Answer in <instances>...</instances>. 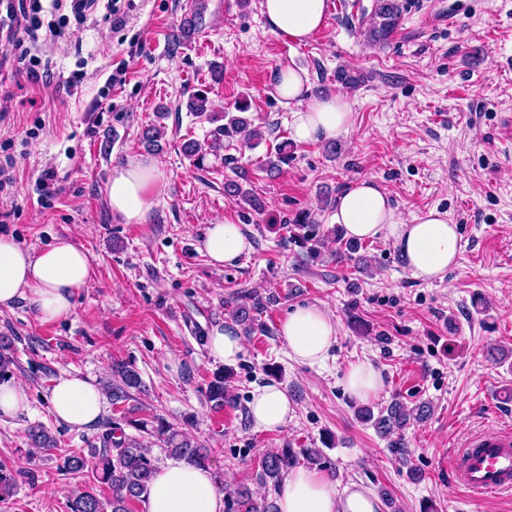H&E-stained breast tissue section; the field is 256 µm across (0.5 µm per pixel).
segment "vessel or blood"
I'll list each match as a JSON object with an SVG mask.
<instances>
[{
	"label": "vessel or blood",
	"mask_w": 512,
	"mask_h": 512,
	"mask_svg": "<svg viewBox=\"0 0 512 512\" xmlns=\"http://www.w3.org/2000/svg\"><path fill=\"white\" fill-rule=\"evenodd\" d=\"M459 483L473 496L512 493V429L471 437L451 461Z\"/></svg>",
	"instance_id": "obj_1"
}]
</instances>
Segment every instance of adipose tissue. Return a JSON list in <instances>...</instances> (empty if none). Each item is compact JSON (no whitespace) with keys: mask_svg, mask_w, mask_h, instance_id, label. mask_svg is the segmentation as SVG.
Instances as JSON below:
<instances>
[{"mask_svg":"<svg viewBox=\"0 0 512 512\" xmlns=\"http://www.w3.org/2000/svg\"><path fill=\"white\" fill-rule=\"evenodd\" d=\"M260 12L272 33L306 43L324 24V0H259ZM353 112L347 98L331 95L306 102L292 114L297 141H316L348 131ZM165 185L164 174L149 159H132L112 171L107 186L113 214L128 224L147 223L153 198ZM334 223L353 239L393 240L414 278L443 280L456 265L460 250L457 225L437 209L403 219L388 193L371 179L358 180L336 201ZM212 264H234L252 250L249 237L238 225L212 224L202 238ZM92 262L86 250L60 238L39 252L14 239L0 237V311L31 299L40 320L70 317L74 297L89 286ZM281 338L289 357L309 366L323 364L337 336L333 314L315 305H299L283 321ZM55 418L78 427L94 425L105 409V395L94 378L60 376L49 393ZM255 428L279 431L295 416L287 393L268 384L256 390L247 405ZM144 512H224V492L210 470L180 463L158 469L143 503ZM380 501L365 487L349 483L335 488L322 472L304 467L290 470L278 500V512H379Z\"/></svg>","mask_w":512,"mask_h":512,"instance_id":"ef3b65f1","label":"adipose tissue"}]
</instances>
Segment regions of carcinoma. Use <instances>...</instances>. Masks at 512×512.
<instances>
[{
  "label": "carcinoma",
  "instance_id": "obj_1",
  "mask_svg": "<svg viewBox=\"0 0 512 512\" xmlns=\"http://www.w3.org/2000/svg\"><path fill=\"white\" fill-rule=\"evenodd\" d=\"M205 10L206 0H192L189 14L181 18L178 24V40L190 41L199 35L204 25ZM400 17L399 0H375L367 28L370 42L378 46L387 44L399 24ZM248 108V103L240 102L234 107V111L224 113L226 123L213 130L207 144L203 145L193 138L186 139L182 145L183 154L198 164L206 155L216 156L224 150L226 138L243 136L256 145L261 144L266 140V135L243 116ZM188 109L198 117H204L212 122L217 121V118L209 113L208 97L201 93L191 97ZM164 135L165 126L162 124H152L145 128L141 139L144 149L148 152L159 150L160 140ZM286 163L288 142L282 141L267 152L265 169L272 173ZM224 194L236 201H242L253 212L259 213L264 209L262 201L250 190L243 188L237 180L228 179L224 182ZM288 232L291 238L309 245V253L312 256L317 255L319 248L324 246L328 238L342 241L344 249L339 252V257H345L355 262L358 268L368 270L366 257L359 254L361 245L356 241H343L342 232L336 228L326 231L322 225L310 223L308 216L300 215L295 218L294 223L288 225ZM263 306V300L254 295L238 296L226 303L230 317L243 326L247 334L264 330L263 325L257 323L256 317V313ZM10 346V337L0 336V382L11 378L14 359L9 353ZM112 374L115 383L109 387V396L114 405L130 398V390H139L142 387L141 376L130 363L114 362ZM224 380V373H216L207 390L208 401L219 410L228 402V387ZM429 412L430 406L426 402L409 410L402 403L394 401L376 418L368 407L360 410V416L366 420H374V426L379 433L390 435L403 430L412 418L425 419ZM151 433L162 442L166 456L197 467L209 466V450L184 436L163 419H157ZM29 439L30 445L37 450L48 451L56 447L55 438L43 426L31 429ZM301 458L311 465H318L322 460V454L312 448H302L298 452L292 448L273 451L260 461V480L275 487L280 486L286 473L295 467ZM65 467L71 472L88 476L93 482V485L79 489L74 496L68 498L67 508L70 512H132V504L147 495L156 472L150 445L126 435L121 424L115 421L112 422V431L103 438V448L92 449L87 457L80 453L74 454L66 459ZM102 485L112 491V498L107 501L96 493V487ZM15 488L14 467L0 461V500L12 496ZM231 509L233 512H276L273 504L255 499L251 490L246 487H237L232 491Z\"/></svg>",
  "mask_w": 512,
  "mask_h": 512
}]
</instances>
